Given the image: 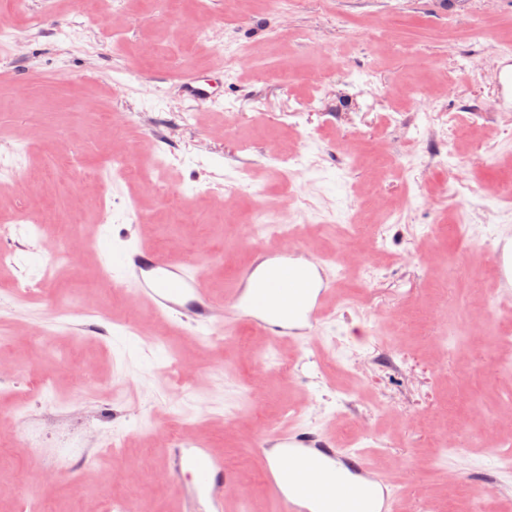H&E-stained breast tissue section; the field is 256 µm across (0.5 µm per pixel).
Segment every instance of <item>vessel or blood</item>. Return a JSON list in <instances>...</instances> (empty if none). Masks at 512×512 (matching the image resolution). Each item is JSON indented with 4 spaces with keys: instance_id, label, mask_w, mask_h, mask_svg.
Returning <instances> with one entry per match:
<instances>
[{
    "instance_id": "vessel-or-blood-1",
    "label": "vessel or blood",
    "mask_w": 512,
    "mask_h": 512,
    "mask_svg": "<svg viewBox=\"0 0 512 512\" xmlns=\"http://www.w3.org/2000/svg\"><path fill=\"white\" fill-rule=\"evenodd\" d=\"M496 286L512 294V226L492 254ZM120 277L134 285L139 301L160 316L191 327H230L244 321L274 338L297 339L326 316L336 295L322 276L321 260H297L286 249L263 251L242 269L236 286L216 302L202 279L181 262L141 246L117 257ZM263 482L283 512H397L398 491L376 468L370 453L340 445L334 436L299 426L282 428L256 448ZM173 475L195 474L196 491L222 512L224 488L236 477L207 449H172Z\"/></svg>"
}]
</instances>
